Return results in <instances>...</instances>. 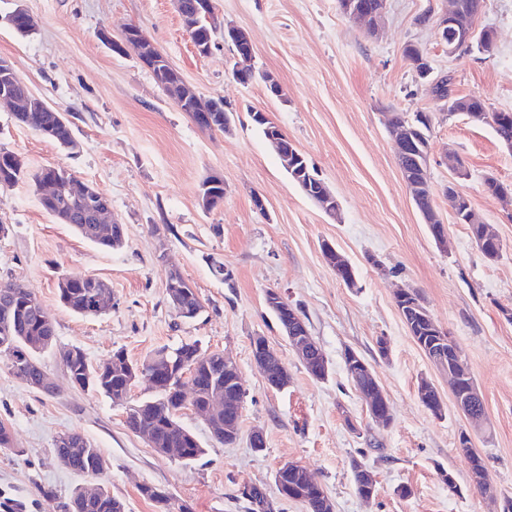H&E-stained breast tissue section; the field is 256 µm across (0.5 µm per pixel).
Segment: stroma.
<instances>
[{
    "label": "stroma",
    "instance_id": "obj_1",
    "mask_svg": "<svg viewBox=\"0 0 512 512\" xmlns=\"http://www.w3.org/2000/svg\"><path fill=\"white\" fill-rule=\"evenodd\" d=\"M218 26L209 54L195 49L173 0H0V57L35 95L69 120L78 143L66 151L16 122L0 105V149L24 157L29 170L62 166L92 184L112 204L125 244L108 251L58 223L31 182L0 187V280H17L52 317L54 345L41 353L53 393L17 380L0 359V423L14 448L0 450V512H45L42 491L67 501L94 478L60 464L59 436L83 434L111 466L104 483L126 512H160L140 489L168 492L172 506L191 512H253L244 486L264 490L271 512H305L284 498L277 470L294 462L321 485L334 512H501L512 497V202L486 192V176L512 183V151L490 124L448 115L432 85L404 58L420 45L433 78L449 77L453 95L480 98L487 111L512 112V0H486L477 23L495 30L497 52L449 54L436 22L417 18L430 0H387L380 35L345 16L337 0H212ZM34 19L28 34L8 22L16 7ZM241 27L255 50L260 79L240 83L224 25ZM142 29L184 82L205 100L223 98L229 132L200 129L165 95L133 49L111 40L125 27ZM271 76L283 94L271 96ZM268 114L305 155L341 210L327 217L292 181L252 121ZM431 115L428 167L435 209L448 237L436 244L416 211L395 160L390 112ZM461 160L456 178L445 151ZM224 181V200L206 211L202 182ZM504 245L487 261L468 225L456 223L442 189L448 182ZM330 243L352 264L356 282L337 281L322 255ZM221 261L233 278L225 286L211 265ZM179 271L196 290L202 313L177 315L166 291ZM97 277L112 289V307L81 316L64 307L62 277ZM419 292L439 326L462 350L483 396L486 422L475 430L448 397L440 373L407 331L394 294ZM281 291L298 309L329 363L312 377L289 347L267 308V290ZM265 337L288 368L282 389L270 388L255 367L252 342ZM385 339L387 355L377 341ZM199 342L229 354L245 391L238 440H211L205 421L184 410L181 421L206 449L185 465L162 456L125 424V408L102 394L72 387L62 353L80 348L89 363L124 350L135 362L164 346ZM353 349L375 370L392 409L382 427L370 418L343 361ZM443 394L434 415L419 401L421 379ZM261 431L262 449L250 443ZM470 434L484 461L489 494L475 487L457 450ZM375 479L371 498L353 482L352 462ZM452 472L449 491L441 471Z\"/></svg>",
    "mask_w": 512,
    "mask_h": 512
}]
</instances>
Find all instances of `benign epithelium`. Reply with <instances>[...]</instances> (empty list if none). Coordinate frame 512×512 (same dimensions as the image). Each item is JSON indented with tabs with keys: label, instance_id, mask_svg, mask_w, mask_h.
Masks as SVG:
<instances>
[{
	"label": "benign epithelium",
	"instance_id": "obj_1",
	"mask_svg": "<svg viewBox=\"0 0 512 512\" xmlns=\"http://www.w3.org/2000/svg\"><path fill=\"white\" fill-rule=\"evenodd\" d=\"M387 0H381L380 6L376 10L367 12L354 4V0H345L342 3L343 12L364 23L374 24L371 33H379V22L385 13ZM461 5L458 0H442V5L436 14L437 26L441 31V39L448 47V53L459 52L463 47L472 45L479 46L481 53L491 57L497 51V36L491 29L480 30L472 24H466L460 19ZM224 30L230 32L233 36L234 56L237 61H244L251 65L254 63L253 44L243 30L234 26H226ZM14 68L12 63L5 59H0V103H5L12 111L21 108L28 112L52 111V108L42 99L28 92H19L13 85ZM390 132L393 137L399 168H404L407 157L413 155L416 149V141L413 136V129L406 124L390 126ZM268 142L274 150L280 155L282 162L287 168H294L299 159L298 149L280 130H269L267 136ZM404 182L409 195L414 197L423 190H432L431 180L427 173L414 175L408 171L404 172ZM301 188L306 196L323 210L340 211L339 201L324 184L323 181L314 177L307 180V183L301 184ZM448 195L451 211L457 222L462 224H480L482 225L480 247L486 249H499L501 241L488 231L484 224L482 216L475 210L459 211L458 205L461 201L462 193L458 190L455 182L451 181L443 189ZM88 218L93 224L112 223V207L110 201L105 199L97 208L88 211ZM329 267L336 275V279L344 284H352L354 280L353 267L345 258L331 259L328 261ZM266 297L272 299L279 308L286 309L293 313L290 321L281 325L282 335L286 336L291 348L297 356L305 363L311 359V353H321V349L311 336L305 321L293 312L292 305L278 290L270 289ZM408 308L415 318L426 321L430 325L431 334L434 336L433 342L427 347L426 354L430 361L436 366L437 370L448 373L449 390L454 397L459 410L466 415L470 425L479 428L484 423L482 415L474 412L478 403L481 401L480 391L475 387L471 380V374L465 364L462 354L458 353L453 358L446 357V346L449 344L450 337L448 332L440 329L428 310L419 303H410ZM254 347L257 348V354L253 356L254 363L262 371L267 372L268 366L273 361L280 360V356L274 346L263 336H257L253 339ZM352 376L357 384L368 386V392L361 393V396L368 402L367 410L371 418L375 421L381 420V407H390L387 397L381 389L375 372L365 363L359 362L353 369ZM238 386L235 387V393L224 395V398L216 399L209 407L200 409L195 405L194 375L190 371H185L180 376V394L183 405L191 408L193 411L206 417L210 414H224V430L236 432L237 416L241 413L244 390L239 386L241 380H236Z\"/></svg>",
	"mask_w": 512,
	"mask_h": 512
}]
</instances>
